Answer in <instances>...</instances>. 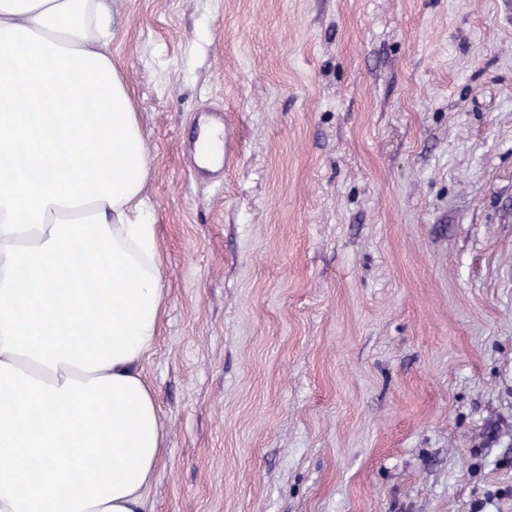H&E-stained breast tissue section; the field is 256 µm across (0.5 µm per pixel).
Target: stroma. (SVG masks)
<instances>
[{"instance_id": "1", "label": "stroma", "mask_w": 512, "mask_h": 512, "mask_svg": "<svg viewBox=\"0 0 512 512\" xmlns=\"http://www.w3.org/2000/svg\"><path fill=\"white\" fill-rule=\"evenodd\" d=\"M110 8L163 259L152 512H512L501 0Z\"/></svg>"}]
</instances>
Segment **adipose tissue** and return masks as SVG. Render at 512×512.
<instances>
[{
    "instance_id": "ef3b65f1",
    "label": "adipose tissue",
    "mask_w": 512,
    "mask_h": 512,
    "mask_svg": "<svg viewBox=\"0 0 512 512\" xmlns=\"http://www.w3.org/2000/svg\"><path fill=\"white\" fill-rule=\"evenodd\" d=\"M114 35L104 0H0V512H151L163 266Z\"/></svg>"
}]
</instances>
